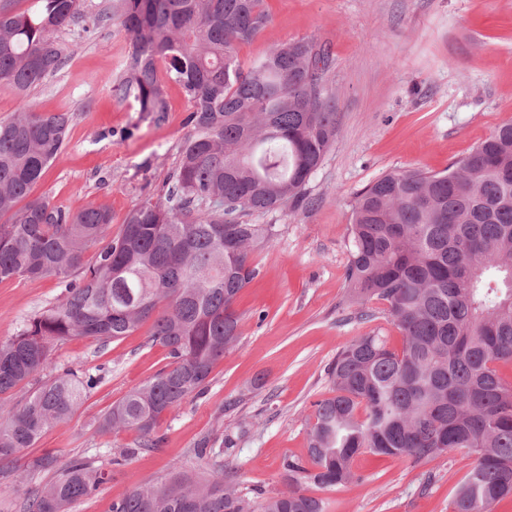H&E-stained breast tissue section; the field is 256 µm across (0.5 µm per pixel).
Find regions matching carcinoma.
Wrapping results in <instances>:
<instances>
[{"mask_svg": "<svg viewBox=\"0 0 512 512\" xmlns=\"http://www.w3.org/2000/svg\"><path fill=\"white\" fill-rule=\"evenodd\" d=\"M0 0V85L23 106L0 120V281L58 277L57 302L0 342V477L20 453L68 420L98 378L65 370L43 378L55 346L73 337L118 341L152 321L150 341L169 363L98 420L101 433L132 429L138 447L158 446L160 418L204 393L239 336L234 309L254 278L251 253L276 235L246 215L299 207L336 139L327 88L329 55L313 39L273 47L246 70L238 49L267 26L264 0H118L112 17L129 40L112 96L157 121L164 84L192 103L176 166L112 234L109 210L76 212L32 191L61 153L69 116L41 113L28 92L56 74L66 50L57 33L82 0H35L22 13ZM97 247L92 261L85 253ZM347 280L353 303L380 313L402 334L356 338L328 368L330 395L313 403L307 457L284 460L288 491L253 500L222 470L192 479L174 466L160 486L138 485L111 512H326L306 494L360 479L363 452L427 463L456 453L467 468L451 512H494L512 496V122L500 125L443 172L388 173L360 190L349 224ZM23 512H68L111 479L90 457L57 465Z\"/></svg>", "mask_w": 512, "mask_h": 512, "instance_id": "cac0c4a2", "label": "carcinoma"}]
</instances>
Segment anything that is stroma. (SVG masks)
<instances>
[{"instance_id":"stroma-1","label":"stroma","mask_w":512,"mask_h":512,"mask_svg":"<svg viewBox=\"0 0 512 512\" xmlns=\"http://www.w3.org/2000/svg\"><path fill=\"white\" fill-rule=\"evenodd\" d=\"M114 0H83L82 13L59 37L63 67L31 91L42 112L71 116L66 144L33 193L79 210L109 208L120 230L130 211L156 195L175 167L192 105L175 84L166 87L162 122L141 117L133 102L113 99L110 87L129 50L112 21ZM268 26L238 51L249 66L272 46L314 38L329 52V85L336 102V141L306 186L308 203L249 216L277 234L255 251L256 275L238 295L240 335L225 353L206 392L162 416L161 443L125 464L111 459L132 448L134 430L102 434L97 421L113 403L169 362L149 343V325L101 344L77 337L56 347L52 370L98 377L82 406L49 429L21 462L51 455L65 462L98 454L110 481L73 504L71 512H111L113 500L145 482L164 483L172 466L191 475L220 464L248 496L284 491L282 462L307 453L311 404L328 395V365L338 349L379 328L393 347L402 337L386 318L355 319L347 299L348 226L354 197L394 170L440 172L512 121V0H266ZM61 279L0 282V340L56 303ZM218 449L197 458L202 441ZM358 481L310 495L327 512H451L466 469L441 456L423 465L371 453L359 455ZM51 473L21 469L0 479V512H20L29 493Z\"/></svg>"}]
</instances>
